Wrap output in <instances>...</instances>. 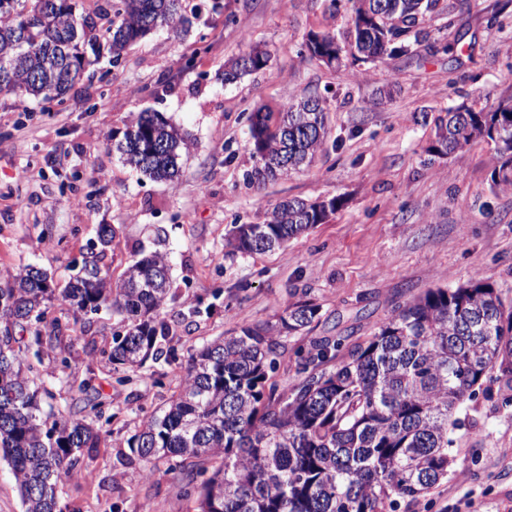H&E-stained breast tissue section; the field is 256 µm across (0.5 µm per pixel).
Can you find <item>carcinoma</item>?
<instances>
[{"label": "carcinoma", "mask_w": 512, "mask_h": 512, "mask_svg": "<svg viewBox=\"0 0 512 512\" xmlns=\"http://www.w3.org/2000/svg\"><path fill=\"white\" fill-rule=\"evenodd\" d=\"M0 0V95L28 111L32 99L62 97L82 79L106 42L117 64L123 51L160 28L189 23L182 0H110L99 9L100 33L76 0ZM352 26L338 41L330 30L311 32L306 48L329 67L349 46L354 60L374 63L406 55L411 42L430 39L428 15L448 9L442 0H348ZM268 53L252 48L224 71L232 82L263 69ZM327 100H292L279 112L250 118L254 178H274L312 162L327 137ZM503 100L488 112L461 104L434 118L427 152L450 156L476 140L494 145L491 181L512 186V112ZM124 162L154 181L174 182L189 141L162 115L141 112L116 144ZM339 199L285 200L261 224L236 226L232 251L265 253L324 223ZM111 226H98L100 248L83 256L62 288L33 266L0 271V460L10 467L23 512H62L58 485L77 455L99 445L94 419L111 423L102 403L93 415L44 413L55 399L40 382L45 346L70 331L48 318L54 302L73 312L102 308L120 317L110 363L141 367L174 355L165 305L170 266L153 253L134 261L112 282L101 265ZM320 306L301 298L275 319L241 327L197 350L167 405L143 419L130 451L153 471L160 461L179 472L181 489L196 494V512H399L448 477L450 433L458 411L485 383L512 391V301L481 280L433 288L397 307L362 343L339 337L297 351L303 376L291 392L275 379L285 339L308 327ZM50 328L43 335L42 328ZM22 336H15V332Z\"/></svg>", "instance_id": "cac0c4a2"}]
</instances>
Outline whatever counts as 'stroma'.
I'll list each match as a JSON object with an SVG mask.
<instances>
[{
	"mask_svg": "<svg viewBox=\"0 0 512 512\" xmlns=\"http://www.w3.org/2000/svg\"><path fill=\"white\" fill-rule=\"evenodd\" d=\"M446 2L451 12L428 18L431 39L412 55L373 64L347 57L332 69L303 43L312 31L347 29V5L332 15L327 0H222L216 14L212 0H186L198 11L191 28L147 36L116 66L102 52L96 75L63 102L19 112L0 96V268L29 264L65 284L101 224L114 229L103 259L113 280L154 251L171 267L175 359L127 373L101 355L121 329L117 319L51 309L73 336L67 366L54 349L44 357L58 407L87 396L114 412L99 447L60 483L62 512H142L147 502L154 512H194L176 471L162 465L140 477L144 463L128 441L165 406L194 350L272 319L295 296L321 311L288 339L277 374L283 392L301 380L297 349L324 337L363 341L427 289L480 279L512 300V189L491 186L492 145L479 140L447 158L426 151L431 116L512 98V0ZM251 45L268 52L267 66L225 82V62ZM314 92L328 95L329 134L312 165L247 184L250 116ZM144 111L161 113L193 142L175 183L137 173L115 149L114 135ZM333 197L336 212L282 248L231 253L235 225L262 223L285 199ZM460 417L453 469L405 512H512V394L477 391ZM83 471L93 482L80 479Z\"/></svg>",
	"mask_w": 512,
	"mask_h": 512,
	"instance_id": "35a3bbf8",
	"label": "stroma"
}]
</instances>
